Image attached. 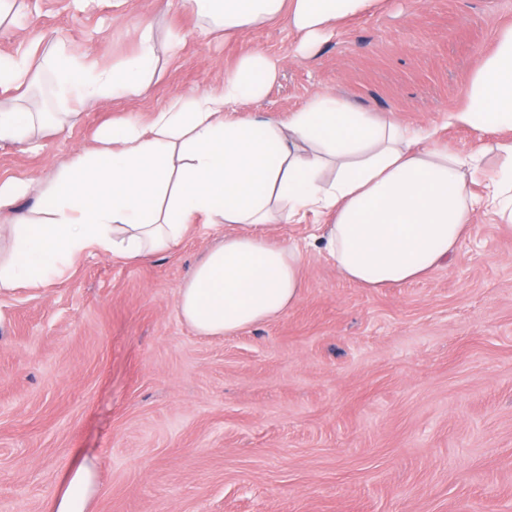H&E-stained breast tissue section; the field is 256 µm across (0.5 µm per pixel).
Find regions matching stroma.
<instances>
[{
    "label": "stroma",
    "mask_w": 512,
    "mask_h": 512,
    "mask_svg": "<svg viewBox=\"0 0 512 512\" xmlns=\"http://www.w3.org/2000/svg\"><path fill=\"white\" fill-rule=\"evenodd\" d=\"M153 2L18 0L0 54L28 52L34 80L0 89L1 108L55 74V43L117 68L141 18L180 41L159 49L141 96L46 127L40 151L0 145V181L29 186L21 209L101 129L219 88L249 50L276 75L243 117L285 118L330 91L472 152L482 140L448 114L512 26V0H382L304 49L275 22L201 40L204 14ZM315 232L274 224L305 252L302 295L228 337L199 336L177 308L220 228L137 262L88 254L45 287L1 294L0 512H46L78 462L95 474L91 512H512V224L478 214L447 265L379 289L343 280Z\"/></svg>",
    "instance_id": "stroma-1"
}]
</instances>
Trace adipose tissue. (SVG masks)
Listing matches in <instances>:
<instances>
[{"label":"adipose tissue","instance_id":"adipose-tissue-1","mask_svg":"<svg viewBox=\"0 0 512 512\" xmlns=\"http://www.w3.org/2000/svg\"><path fill=\"white\" fill-rule=\"evenodd\" d=\"M381 0H185L211 18L201 28L244 33L285 20L304 38L375 11ZM136 54L100 69L54 51L71 102L92 107L139 95L155 76L159 34L135 29ZM276 74L263 52L244 53L221 88L175 99L148 123H112L96 145L75 154L42 194L37 214L17 210L24 184L0 182V210L14 213V250L0 260V292L40 288L87 253L127 260L175 251L198 222L225 226L182 281L177 306L203 336H230L274 319L299 300L304 257L272 240L270 222L320 217L318 238L339 275L364 288L426 276L456 254L479 212L512 223V27L470 79L465 106L449 122L493 138L502 163L482 194L468 181L483 152L461 154L435 132L417 137L397 120L354 112L317 94L288 118L232 112L261 97ZM46 113L0 111V142L41 147ZM94 473L86 464L63 477L49 512H90Z\"/></svg>","mask_w":512,"mask_h":512}]
</instances>
